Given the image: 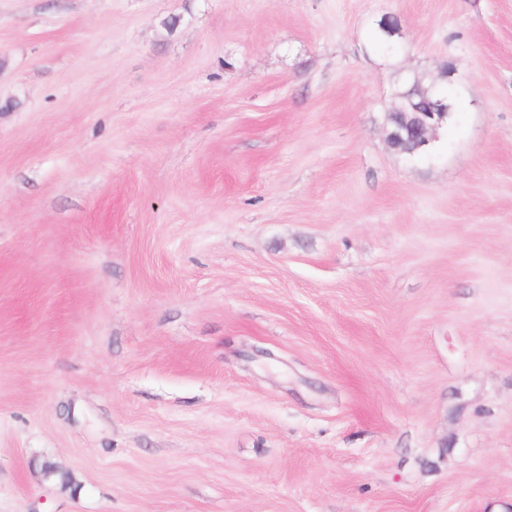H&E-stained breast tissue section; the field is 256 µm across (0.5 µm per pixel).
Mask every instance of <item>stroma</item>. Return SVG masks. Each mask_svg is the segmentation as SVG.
<instances>
[{"label": "stroma", "mask_w": 512, "mask_h": 512, "mask_svg": "<svg viewBox=\"0 0 512 512\" xmlns=\"http://www.w3.org/2000/svg\"><path fill=\"white\" fill-rule=\"evenodd\" d=\"M0 512H512V0H0ZM419 100L441 98L421 107L410 102L406 112H389L390 129L387 136L388 144L400 152L426 151L431 143V134L448 121L451 105L445 99L448 91L437 89L425 92L418 87L413 94Z\"/></svg>", "instance_id": "obj_1"}]
</instances>
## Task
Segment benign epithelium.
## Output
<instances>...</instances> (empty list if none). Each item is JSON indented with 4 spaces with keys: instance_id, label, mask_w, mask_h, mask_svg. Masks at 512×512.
Returning a JSON list of instances; mask_svg holds the SVG:
<instances>
[{
    "instance_id": "benign-epithelium-1",
    "label": "benign epithelium",
    "mask_w": 512,
    "mask_h": 512,
    "mask_svg": "<svg viewBox=\"0 0 512 512\" xmlns=\"http://www.w3.org/2000/svg\"><path fill=\"white\" fill-rule=\"evenodd\" d=\"M450 110L448 101L438 99L425 107L411 102L407 111L389 113L388 144L400 152L426 150L431 143V134L447 123Z\"/></svg>"
}]
</instances>
